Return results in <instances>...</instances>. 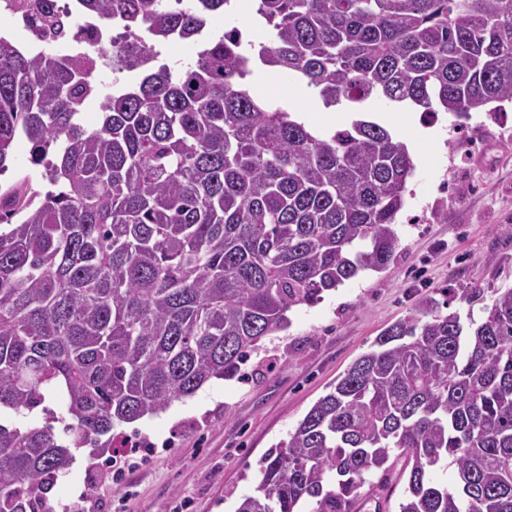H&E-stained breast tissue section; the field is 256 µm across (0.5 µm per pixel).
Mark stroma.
Instances as JSON below:
<instances>
[{
  "label": "stroma",
  "instance_id": "obj_1",
  "mask_svg": "<svg viewBox=\"0 0 512 512\" xmlns=\"http://www.w3.org/2000/svg\"><path fill=\"white\" fill-rule=\"evenodd\" d=\"M250 83L306 125L333 130L315 92L295 96L299 81L263 68ZM364 109L397 141L418 143L390 265L293 310L241 379L211 381L165 412L123 425L119 445L139 452L122 480H107L97 448L73 449L67 476L45 493L48 504L79 498L85 512H234L265 454L386 326L429 296L478 318L480 305L460 301L463 289L512 287V102L466 118L426 116L381 98Z\"/></svg>",
  "mask_w": 512,
  "mask_h": 512
}]
</instances>
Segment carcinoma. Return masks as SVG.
Wrapping results in <instances>:
<instances>
[{
    "label": "carcinoma",
    "mask_w": 512,
    "mask_h": 512,
    "mask_svg": "<svg viewBox=\"0 0 512 512\" xmlns=\"http://www.w3.org/2000/svg\"><path fill=\"white\" fill-rule=\"evenodd\" d=\"M82 2L152 47L117 60L136 81L89 128L86 62L0 35V175L22 139L48 185L0 188V409L65 402L43 427L0 424V512H47L71 449L116 448V427L235 377L293 308L393 260L406 146L363 117L310 129L253 92L254 68L327 107L464 117L512 101V0H257L270 38L254 46L234 26L202 40L232 0ZM175 37L196 58L157 63ZM461 300L483 315L428 297L388 325L236 512H354L393 477L399 512H512V288Z\"/></svg>",
    "instance_id": "1"
}]
</instances>
